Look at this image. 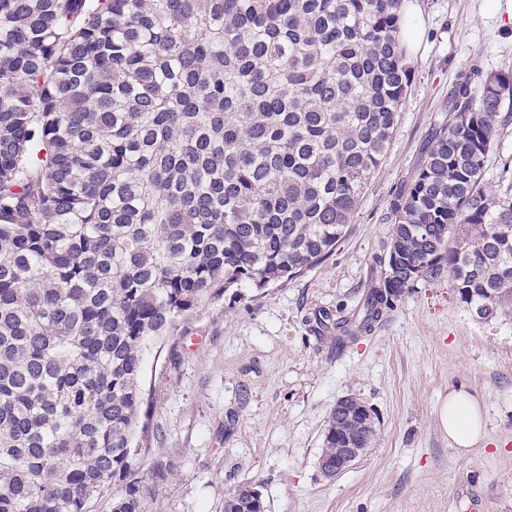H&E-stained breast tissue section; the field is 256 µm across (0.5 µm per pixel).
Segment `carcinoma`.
<instances>
[{"label": "carcinoma", "instance_id": "1", "mask_svg": "<svg viewBox=\"0 0 512 512\" xmlns=\"http://www.w3.org/2000/svg\"><path fill=\"white\" fill-rule=\"evenodd\" d=\"M402 0H0V512H142L155 341L230 288L325 262L409 87ZM463 70L356 315L419 279L512 311V182L486 183L512 72ZM331 412L323 450L336 455ZM224 512H265L248 485Z\"/></svg>", "mask_w": 512, "mask_h": 512}]
</instances>
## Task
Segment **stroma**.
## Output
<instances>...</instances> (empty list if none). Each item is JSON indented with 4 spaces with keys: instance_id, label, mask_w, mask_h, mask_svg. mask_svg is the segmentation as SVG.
<instances>
[{
    "instance_id": "stroma-1",
    "label": "stroma",
    "mask_w": 512,
    "mask_h": 512,
    "mask_svg": "<svg viewBox=\"0 0 512 512\" xmlns=\"http://www.w3.org/2000/svg\"><path fill=\"white\" fill-rule=\"evenodd\" d=\"M415 2L423 26L400 120L335 254L287 283L228 290L147 355L142 512H224L244 483L267 512H512V318L474 317L444 277L416 281L344 347L321 318L351 315L373 284L388 202L447 115L458 72H512V0ZM453 388L488 420L463 457L438 417ZM348 394L374 412L376 442L328 480L324 432Z\"/></svg>"
}]
</instances>
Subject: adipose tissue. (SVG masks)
Returning a JSON list of instances; mask_svg holds the SVG:
<instances>
[{"label":"adipose tissue","instance_id":"adipose-tissue-1","mask_svg":"<svg viewBox=\"0 0 512 512\" xmlns=\"http://www.w3.org/2000/svg\"><path fill=\"white\" fill-rule=\"evenodd\" d=\"M439 421L450 445L459 453L487 437V419L478 401L463 389H453L439 407Z\"/></svg>","mask_w":512,"mask_h":512}]
</instances>
